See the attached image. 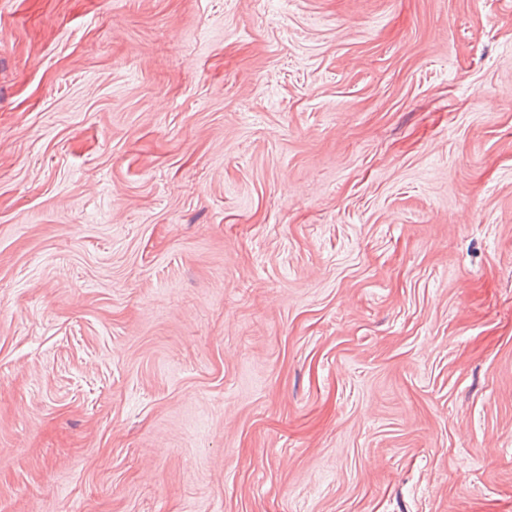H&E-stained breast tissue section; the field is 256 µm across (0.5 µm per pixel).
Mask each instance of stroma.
I'll return each instance as SVG.
<instances>
[{"label":"stroma","mask_w":512,"mask_h":512,"mask_svg":"<svg viewBox=\"0 0 512 512\" xmlns=\"http://www.w3.org/2000/svg\"><path fill=\"white\" fill-rule=\"evenodd\" d=\"M0 512H512V0H0Z\"/></svg>","instance_id":"1"}]
</instances>
